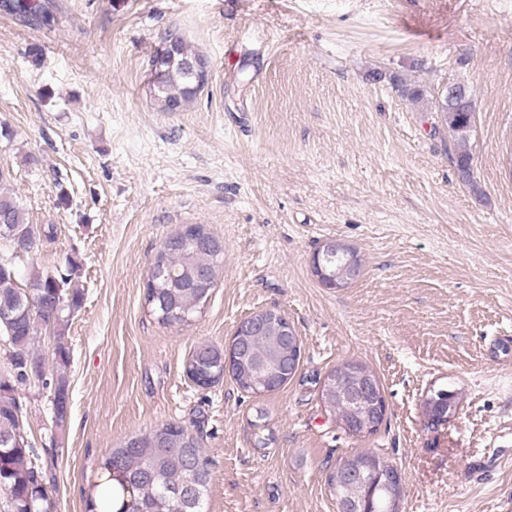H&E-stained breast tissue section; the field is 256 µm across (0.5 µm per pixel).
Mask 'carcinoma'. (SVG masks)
Masks as SVG:
<instances>
[{
	"label": "carcinoma",
	"mask_w": 512,
	"mask_h": 512,
	"mask_svg": "<svg viewBox=\"0 0 512 512\" xmlns=\"http://www.w3.org/2000/svg\"><path fill=\"white\" fill-rule=\"evenodd\" d=\"M12 11L27 20H46L49 7L39 0H13ZM168 38L176 45V64L157 76V102L165 100L187 107L202 86L185 77L179 63L203 58L180 35L171 33ZM389 83L402 96L418 101L425 96L421 86L408 85L395 75ZM435 110L443 125L456 141L454 162L463 166L472 161L466 147L474 127L473 95L462 79L448 82L438 91ZM0 215L7 223L0 224V239L11 242L14 252L0 256V309L7 307L12 320L0 321V340L8 352L10 375L0 377V489L6 491L4 512H49L53 507L52 490L43 482L27 457L32 451L22 419V409L15 396L14 382L23 383L31 378H44V360L33 350L35 336L52 328L55 335L64 338L70 316L83 302L79 287V265L68 256L64 260L65 272H33L25 286L18 284L16 259L38 247L50 238L46 231L31 224L25 212L12 195L0 192ZM200 237L212 239L214 235L204 224H186L166 238L155 256L152 279L144 294L148 315L164 326L179 327L191 323L202 312L217 286V278L224 260V253L205 250L196 243ZM205 266L212 276L211 286L198 287L190 277L193 269ZM286 351L281 344L277 328L262 336H252L249 354L233 362L230 378L247 392L260 394L280 389L289 382L282 367ZM55 379L50 393L56 427L65 426L69 416L70 364L68 348L60 343L54 352ZM358 370L368 375L377 387L382 384L376 373L360 361L348 360L328 372V377L340 381L346 389H356L350 372ZM186 374L196 385L207 388L224 379V349L201 342L191 353ZM324 407L336 416L341 427L347 429L360 417L373 422L375 402L358 403L345 396L332 395L329 389L319 391ZM445 402L437 394H426L423 415L427 425L443 422ZM346 464L361 466H388L377 451L366 449L336 462L329 471L326 484L331 496L342 491L336 486V469ZM103 485H112V494L105 512H205L210 483L209 461L204 456L197 437L183 426L169 421L141 435L128 438L123 445L113 448L101 466ZM371 504L368 512H388L389 493L376 483L363 490Z\"/></svg>",
	"instance_id": "obj_1"
}]
</instances>
